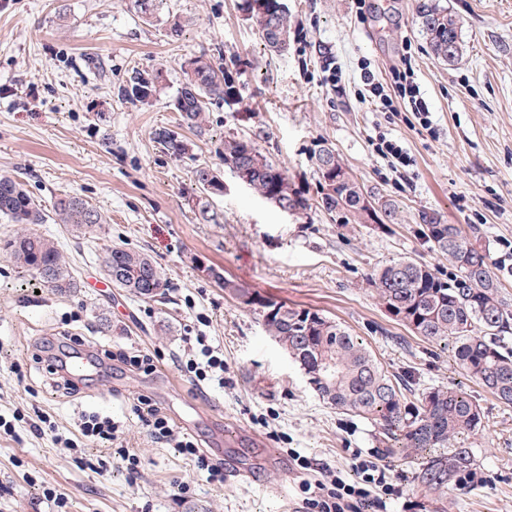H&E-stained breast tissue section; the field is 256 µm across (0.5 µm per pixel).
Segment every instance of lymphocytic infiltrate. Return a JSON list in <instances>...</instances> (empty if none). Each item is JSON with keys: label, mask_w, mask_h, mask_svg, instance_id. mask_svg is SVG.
I'll return each instance as SVG.
<instances>
[{"label": "lymphocytic infiltrate", "mask_w": 512, "mask_h": 512, "mask_svg": "<svg viewBox=\"0 0 512 512\" xmlns=\"http://www.w3.org/2000/svg\"><path fill=\"white\" fill-rule=\"evenodd\" d=\"M390 75L389 82L385 83L377 79L370 68H363L362 87L358 93L360 103L379 112H410L422 129L431 130V111L416 81L415 57L411 50L403 51L399 65L391 68ZM177 363L183 375L192 382H205L217 388L224 385V352L210 344L207 337L187 341ZM130 411L156 442L174 445L194 462L198 470L207 472L210 480L223 481V469L211 464L201 453L195 437L175 428L150 397L139 395ZM23 423L38 436L49 437L54 445L65 450H76L80 442L86 440L113 444L128 470H135L139 463L137 455L117 446L119 424L111 416L98 412L81 413L76 424L77 435L71 438L60 434L50 415L37 408L30 413L16 412L9 419L0 416V432L16 437ZM302 489L305 493L303 512H387L388 500L398 494L385 470L358 452L352 454L349 470H322L319 479L303 483Z\"/></svg>", "instance_id": "f902f5d3"}]
</instances>
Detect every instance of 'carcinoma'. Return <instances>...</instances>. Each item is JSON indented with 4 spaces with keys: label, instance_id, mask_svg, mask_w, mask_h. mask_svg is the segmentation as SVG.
Here are the masks:
<instances>
[{
    "label": "carcinoma",
    "instance_id": "cac0c4a2",
    "mask_svg": "<svg viewBox=\"0 0 512 512\" xmlns=\"http://www.w3.org/2000/svg\"><path fill=\"white\" fill-rule=\"evenodd\" d=\"M163 0H134L144 19L155 17ZM245 19L266 46L288 50L291 20L284 0H242ZM417 17L432 55L450 65L463 55V24L448 12L442 0H418ZM184 81L175 99L181 125L197 134L207 126L208 106L242 101L239 85L207 53L194 55L182 65ZM157 76L136 70L124 95L148 103L156 93ZM153 139L167 153L186 154L188 143L179 133L159 127ZM320 186L318 207L338 224L383 228L395 223L397 206L369 195L325 142L313 152ZM224 165L247 179L248 188L261 199L288 212L306 201L304 194L288 188L287 172L263 156L247 140H224ZM223 173L204 166L195 170L198 220L217 224L212 200L224 195ZM55 220L77 233L94 231L104 223L101 213L74 195L58 197ZM0 214L20 225L0 239V252L43 285L66 294L78 288L58 245L28 229L43 224L42 205L24 185L7 173L0 174ZM420 233L430 247L448 259L454 272L445 275L429 265L398 260L371 273L369 285L389 317L428 343L452 345V356L465 375L500 402L512 404V301L502 295L490 255L479 250L471 235L458 224L424 215ZM103 270L117 287L142 300L165 298L155 289L168 288L155 262L144 252L122 246L106 249ZM208 272L224 292L255 312L262 325L305 374H320L314 391L327 404L361 417L379 429L382 454L414 459V482L433 504H442L448 489L475 465L478 449L460 440L483 427L481 407L462 388L429 387L410 399L409 378L391 376L359 339L342 324L318 311L273 301L224 277L221 269Z\"/></svg>",
    "mask_w": 512,
    "mask_h": 512
}]
</instances>
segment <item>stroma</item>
Segmentation results:
<instances>
[{
	"mask_svg": "<svg viewBox=\"0 0 512 512\" xmlns=\"http://www.w3.org/2000/svg\"><path fill=\"white\" fill-rule=\"evenodd\" d=\"M239 2L164 0L146 22L133 0H0V171L44 207L75 194L106 219L86 235L65 224L36 227L66 256L78 283L70 294L40 287L0 255V414L34 403L66 435L80 412L109 413L140 460L137 472L114 464L99 475L49 438L29 431L17 441L2 437L0 512H298L304 476L292 448L331 469L348 467L355 451L377 456L401 489L391 512H430L407 463L382 457L375 427L319 399L257 314L208 276L211 267L252 292L341 322L390 374L413 376L417 389L461 386L485 416L469 444L491 483L450 489L448 512H512V406L467 378L450 350L390 319L368 283L375 269L404 257L449 273L419 233L421 214L437 213L475 226V246L490 254L512 299V0H446L463 21L466 44L452 66L431 55L417 0H376L362 23L351 0H285L295 28L282 53L268 51ZM176 22L181 33L173 38ZM407 41L432 136L418 133L410 117L356 100L363 64L388 76ZM203 52L230 68L245 102L210 106L200 136L180 128L174 100L182 61ZM327 56L342 70L335 86L322 79ZM135 70L161 73L151 104L124 95ZM162 126L180 129L189 153L163 150L152 136ZM379 135L399 142L412 166L393 167L374 153ZM228 138L251 141L313 202L319 180L310 155L328 142L365 189L399 205L400 221L384 229L342 226L318 208L295 218L228 173V190L215 201L223 223H198L193 172L219 164ZM111 246L152 256L168 283L165 299L89 288L105 280L100 256ZM64 329L104 350L158 352L164 366L145 375L107 360L78 397H65L32 358L36 343ZM190 334L223 348V389L194 386L174 364ZM14 363L24 383L10 373ZM141 394L201 448L213 446L218 423L239 462L269 452L275 463L235 482L210 481L131 420L130 403ZM176 481L189 483L186 497H171ZM48 488L64 499L63 509L45 499Z\"/></svg>",
	"mask_w": 512,
	"mask_h": 512,
	"instance_id": "1",
	"label": "stroma"
}]
</instances>
